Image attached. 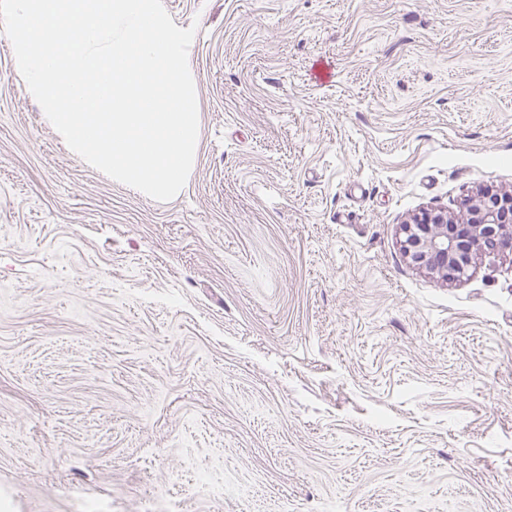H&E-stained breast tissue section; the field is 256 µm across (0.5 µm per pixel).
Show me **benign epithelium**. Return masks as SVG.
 <instances>
[{"mask_svg": "<svg viewBox=\"0 0 512 512\" xmlns=\"http://www.w3.org/2000/svg\"><path fill=\"white\" fill-rule=\"evenodd\" d=\"M402 247L417 268L453 281L487 253H512V195L478 191L457 214L425 209L402 225Z\"/></svg>", "mask_w": 512, "mask_h": 512, "instance_id": "1", "label": "benign epithelium"}]
</instances>
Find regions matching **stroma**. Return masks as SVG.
Wrapping results in <instances>:
<instances>
[{"mask_svg":"<svg viewBox=\"0 0 512 512\" xmlns=\"http://www.w3.org/2000/svg\"><path fill=\"white\" fill-rule=\"evenodd\" d=\"M162 4L201 132L166 202L0 25V512H512V256L441 283L400 232L512 191V0Z\"/></svg>","mask_w":512,"mask_h":512,"instance_id":"stroma-1","label":"stroma"}]
</instances>
